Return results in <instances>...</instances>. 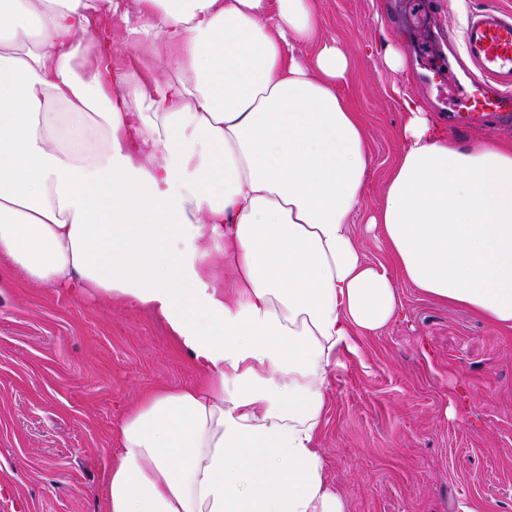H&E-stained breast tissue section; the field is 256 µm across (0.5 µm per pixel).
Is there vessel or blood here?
<instances>
[{
  "label": "vessel or blood",
  "instance_id": "1",
  "mask_svg": "<svg viewBox=\"0 0 512 512\" xmlns=\"http://www.w3.org/2000/svg\"><path fill=\"white\" fill-rule=\"evenodd\" d=\"M463 53L483 83L495 94H480L473 102L478 112H497L512 92V11L493 9L468 20L462 33Z\"/></svg>",
  "mask_w": 512,
  "mask_h": 512
}]
</instances>
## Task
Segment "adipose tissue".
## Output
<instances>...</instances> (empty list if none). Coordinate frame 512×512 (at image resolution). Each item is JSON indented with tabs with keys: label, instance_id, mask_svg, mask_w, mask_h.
I'll use <instances>...</instances> for the list:
<instances>
[{
	"label": "adipose tissue",
	"instance_id": "ef3b65f1",
	"mask_svg": "<svg viewBox=\"0 0 512 512\" xmlns=\"http://www.w3.org/2000/svg\"><path fill=\"white\" fill-rule=\"evenodd\" d=\"M112 18L164 46L162 76L114 64ZM321 27L317 0H0V259L150 309L204 377L121 422L105 512H349L317 446L324 386L399 311L392 269L512 332V141L463 146L403 97L362 213L366 127ZM360 215L385 261L362 259ZM200 245L201 249L207 253L211 263L224 265V288H227L234 273L231 265L224 259V244L221 241L207 239L201 241Z\"/></svg>",
	"mask_w": 512,
	"mask_h": 512
}]
</instances>
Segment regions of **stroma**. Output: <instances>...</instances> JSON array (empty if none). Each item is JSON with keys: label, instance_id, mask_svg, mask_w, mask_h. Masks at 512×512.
<instances>
[{"label": "stroma", "instance_id": "1", "mask_svg": "<svg viewBox=\"0 0 512 512\" xmlns=\"http://www.w3.org/2000/svg\"><path fill=\"white\" fill-rule=\"evenodd\" d=\"M318 6L322 37L350 61L341 91L367 122L363 207L379 202L399 154L397 89L462 143L512 139V109L491 122L447 117L471 91L449 35L477 10L512 11V0ZM390 43L406 53L405 72L385 66ZM394 278L398 315L356 337L326 384L317 446L332 483L350 512H512V333ZM199 379L150 313L29 284L0 260V512H105L121 420L145 391Z\"/></svg>", "mask_w": 512, "mask_h": 512}]
</instances>
